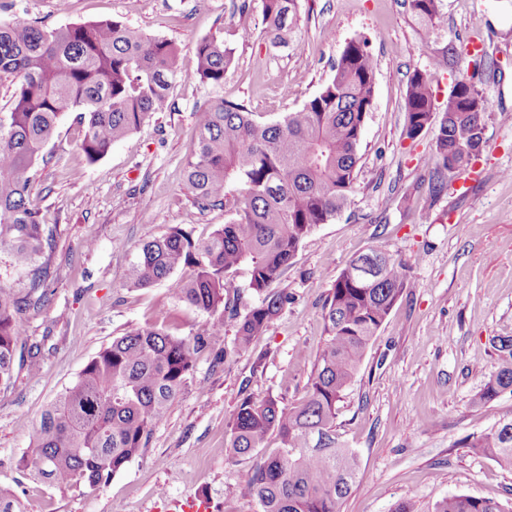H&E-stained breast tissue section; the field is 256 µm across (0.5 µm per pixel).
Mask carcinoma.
Returning <instances> with one entry per match:
<instances>
[{"label": "carcinoma", "instance_id": "obj_1", "mask_svg": "<svg viewBox=\"0 0 512 512\" xmlns=\"http://www.w3.org/2000/svg\"><path fill=\"white\" fill-rule=\"evenodd\" d=\"M442 0H408L428 31L441 28ZM298 0H261V25L288 43ZM179 49L119 20L49 28L37 20L0 22V76L18 80L11 112L0 116V248L20 269L34 268L19 296L0 286V386L14 375L17 353L29 342L25 315L44 305L46 269L36 266L54 230L41 223L29 192L62 116L79 113V148L91 163L170 106ZM195 77L215 87L235 61L218 31L195 46ZM376 63L363 41L344 46L333 76L299 109L262 120L244 104L219 97L198 109L197 141L186 161V181L201 212L222 208L227 220L204 242L174 227L145 242L128 272L133 288L170 281L174 296L208 315L195 334L179 336L138 326L101 349L41 412L30 451L16 469L64 488L106 485L145 450L155 425L186 384L209 339L224 334V315L238 319L235 349L268 329L288 296L271 291L302 242L319 224L336 219L354 190L359 146L375 95ZM406 133L414 138L438 123L432 191L449 173L468 168L483 148L493 104L470 79L455 82L443 106L431 80H408ZM245 267L259 299L244 315L231 304L227 275ZM186 277L172 278L178 269ZM410 281L382 246L350 260L324 306L328 340L306 395L287 408L274 398H246L232 422L229 452L251 455L274 434L279 446L257 464L246 493L256 512H340L358 461L336 433L343 393L366 351ZM501 363L476 394L485 405L512 392V338L498 339ZM467 448L512 470V420L464 441ZM432 512H512L505 502L467 494L437 501Z\"/></svg>", "mask_w": 512, "mask_h": 512}]
</instances>
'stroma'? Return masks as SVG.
<instances>
[{
    "label": "stroma",
    "instance_id": "obj_1",
    "mask_svg": "<svg viewBox=\"0 0 512 512\" xmlns=\"http://www.w3.org/2000/svg\"><path fill=\"white\" fill-rule=\"evenodd\" d=\"M236 0H0V20L50 27L121 20L180 48L171 106L88 162L74 113L44 150L32 200L54 242L44 256L48 300L27 312L39 371L19 367L0 390V486L23 512H184L205 495L212 512H255L246 485L276 438L252 456L232 458L234 414L243 399L305 395L327 339L322 311L341 271L357 254L385 247L411 282L397 301L339 404L337 432L359 460L340 512H388L410 498L420 512L456 493L512 498V470L461 447L512 419V394L477 406L496 371L493 341L512 338V0H443L445 24L429 35L406 0H299L288 45L272 44L260 21L237 26ZM223 30L235 49L224 84L194 78V48ZM364 40L376 63L375 96L365 122L354 192L347 209L316 227L274 285L288 301L251 346L234 351L236 326L213 337L145 451L104 487L60 489L10 467L29 446L41 411L102 348L136 325L187 336L204 313L179 302L163 281L127 285L139 247L172 227L208 238L224 212H199L185 163L197 111L221 97L264 119L294 111L333 75L345 46ZM452 51L450 66L440 59ZM430 77L438 100L473 76L493 102L485 147L468 170L432 193L437 125L416 139L405 131L404 99L413 72Z\"/></svg>",
    "mask_w": 512,
    "mask_h": 512
}]
</instances>
